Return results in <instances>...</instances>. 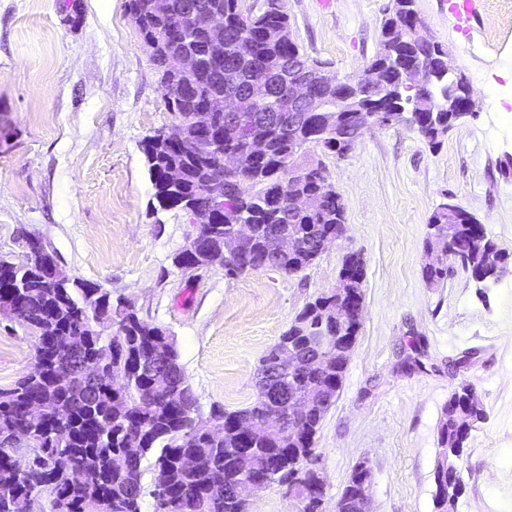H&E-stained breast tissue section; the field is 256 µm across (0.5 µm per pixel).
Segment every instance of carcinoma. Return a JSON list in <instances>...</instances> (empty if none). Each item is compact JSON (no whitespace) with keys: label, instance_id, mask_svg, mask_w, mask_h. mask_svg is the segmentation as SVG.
Instances as JSON below:
<instances>
[{"label":"carcinoma","instance_id":"1","mask_svg":"<svg viewBox=\"0 0 512 512\" xmlns=\"http://www.w3.org/2000/svg\"><path fill=\"white\" fill-rule=\"evenodd\" d=\"M204 9L218 10L224 17L226 32L224 61L208 57L201 30L188 28L184 39L175 46L158 43L169 20L181 13L185 0H166L169 14L155 8L154 0H128L130 15L150 49L161 81L170 77L169 57L185 52L197 57L193 80L187 85L164 87L165 107L175 124H192L210 98L228 89L224 72H234L235 86L246 90L259 68L281 69L288 54H298L297 44H288L280 35L291 33L288 14L272 0V7L259 13L244 12L241 0H201ZM254 39L251 58L239 55L237 40L241 33ZM381 46L390 48L393 63H419L425 51L421 45L400 38L392 19L382 25ZM242 111L226 115L218 112L213 122L224 128V139L210 141L197 135L183 143H167L154 135L142 142V151L158 203L178 208L179 203L204 185V178L218 169L219 157L226 153L244 159L243 174L224 173V223L213 225L214 236L224 235L235 225H253L254 263H236L221 256H203L200 263L218 268L230 277L259 269H277L295 273L312 265L331 242L330 234L345 224L346 204L327 179L325 169H313L306 180L292 188L321 196L316 212L291 214L282 205L270 208L263 198L264 188L288 185V160L316 149L303 139L288 143L277 133L274 123L282 115L283 98L268 93L258 98L243 95ZM393 107L405 109L402 123L414 124L427 141L438 144L440 130L459 123L448 118V112L427 102L415 100L413 94H394ZM261 121L267 131L270 161L258 167L251 163L249 143L237 132L243 126ZM178 167L184 180L173 185L166 171ZM471 214L460 209L454 214L441 203L428 222V236H437L448 245L451 262L422 271L423 278L439 283L458 265L471 274L489 271L486 259L504 253L496 243L473 233ZM296 227L302 235L293 256L283 253L266 255L268 233ZM7 270L12 281L0 278V315L10 317L9 302H19L27 310L20 323L35 341V359L49 360L52 347L46 343L56 333L69 340L72 349L126 379L121 389L108 388L98 395H87L77 380L70 386L56 383L49 372L26 374L13 387L0 389V512H33L32 501L45 497L49 512H142V498L150 494L154 512H246V502L235 496V489L252 469V461L260 458L271 465L270 480L288 484L294 469L309 475L313 465V448L302 446L298 457H288V432L291 428L268 418L271 411L267 395L256 390L254 401L233 411L214 408L208 417L200 413L198 399L180 363L177 345L170 333L145 321L122 299L112 300L105 288L68 272L58 278L40 265V259L25 265L0 259V272ZM336 296L322 294L309 303L279 338L277 345L288 340L301 345L306 337L326 332L336 334L332 311ZM115 331L108 332V329ZM33 399L48 409V416L63 412L68 416L70 431L65 437L53 435L47 426L35 429L23 446H4L9 431L20 411ZM326 410L311 409L296 428L306 435L318 433ZM248 414L256 420L251 447L237 432L235 421ZM481 401L458 408L456 394L448 398L439 431L440 444L452 460L462 456L465 446L458 441L459 425L471 426L485 420ZM137 430L141 446L134 463L127 469L112 467L111 457L125 449L128 432ZM26 449L33 452L32 475L16 473L13 459ZM187 455L206 458L212 465L208 471H197L184 465ZM84 470L91 492L98 494V506L81 498H66L68 472Z\"/></svg>","mask_w":512,"mask_h":512}]
</instances>
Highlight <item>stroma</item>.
I'll use <instances>...</instances> for the list:
<instances>
[{
  "label": "stroma",
  "instance_id": "1",
  "mask_svg": "<svg viewBox=\"0 0 512 512\" xmlns=\"http://www.w3.org/2000/svg\"><path fill=\"white\" fill-rule=\"evenodd\" d=\"M388 4L283 0L301 52L352 79L379 49ZM415 9L467 75L474 116L435 146L412 127L373 126L344 155L317 151L346 204L344 235L298 272L229 277L172 262L195 228L154 197L142 141L172 116L128 0H82L77 17L60 0H0V257L22 262L40 239L71 275L166 329L206 415L254 400L261 358L360 253L363 324L314 446L324 512L361 461L372 512H436L440 421L462 383L487 418L458 462L456 512H512V280L422 277L429 218L450 198L512 256V0H480L469 40L444 0ZM34 362L33 339L0 325V388Z\"/></svg>",
  "mask_w": 512,
  "mask_h": 512
}]
</instances>
